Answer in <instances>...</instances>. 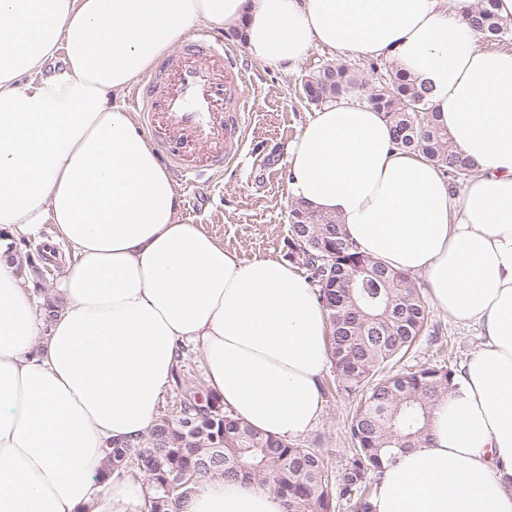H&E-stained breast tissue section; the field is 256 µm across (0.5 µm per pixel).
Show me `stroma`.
Listing matches in <instances>:
<instances>
[{"label":"stroma","mask_w":512,"mask_h":512,"mask_svg":"<svg viewBox=\"0 0 512 512\" xmlns=\"http://www.w3.org/2000/svg\"><path fill=\"white\" fill-rule=\"evenodd\" d=\"M200 31L212 33L237 52L248 72L240 94L249 106V124L239 158L223 174L203 176L192 184H176L183 201L181 220L199 224L222 243L225 250L249 261L257 257L287 258L289 210L288 149L314 111L303 94L302 84L310 71L337 62L355 68L365 80H373V59L335 52L319 45L286 71L253 58L235 33L222 26L203 23ZM45 253L50 273L39 285L55 293L58 281L73 259L71 247L59 236L56 225L44 224L37 237L19 242L15 249L20 276H27L24 257L30 249ZM429 325L435 337H423L398 370L447 362L462 368L481 346L478 329L456 325L445 314L431 310ZM323 413L320 421L297 443L315 450L329 470H338L352 446L348 425L356 404L354 395L336 389L334 375L325 372L322 382Z\"/></svg>","instance_id":"1"}]
</instances>
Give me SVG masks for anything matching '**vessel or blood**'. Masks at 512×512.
<instances>
[{"mask_svg":"<svg viewBox=\"0 0 512 512\" xmlns=\"http://www.w3.org/2000/svg\"><path fill=\"white\" fill-rule=\"evenodd\" d=\"M243 78L237 56L203 33L162 57L131 90V107L176 179L223 170L238 157L246 127Z\"/></svg>","mask_w":512,"mask_h":512,"instance_id":"vessel-or-blood-1","label":"vessel or blood"}]
</instances>
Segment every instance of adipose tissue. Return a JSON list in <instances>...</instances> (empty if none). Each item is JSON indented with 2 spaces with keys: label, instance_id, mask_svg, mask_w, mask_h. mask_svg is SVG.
Returning a JSON list of instances; mask_svg holds the SVG:
<instances>
[{
  "label": "adipose tissue",
  "instance_id": "adipose-tissue-1",
  "mask_svg": "<svg viewBox=\"0 0 512 512\" xmlns=\"http://www.w3.org/2000/svg\"><path fill=\"white\" fill-rule=\"evenodd\" d=\"M472 0H0V512H143L100 480L104 450L151 428L180 348L255 430L320 418L328 317L288 262L242 261L179 219L134 116L109 104L201 22L289 69L312 45L389 61L430 89L475 165L463 185L397 149L353 91L289 149L295 201L338 216L372 258L421 275L483 343L429 413V439L381 474L372 512H512V51L480 48ZM75 252L45 321L12 255L44 221ZM180 512H284L269 488L203 481Z\"/></svg>",
  "mask_w": 512,
  "mask_h": 512
}]
</instances>
